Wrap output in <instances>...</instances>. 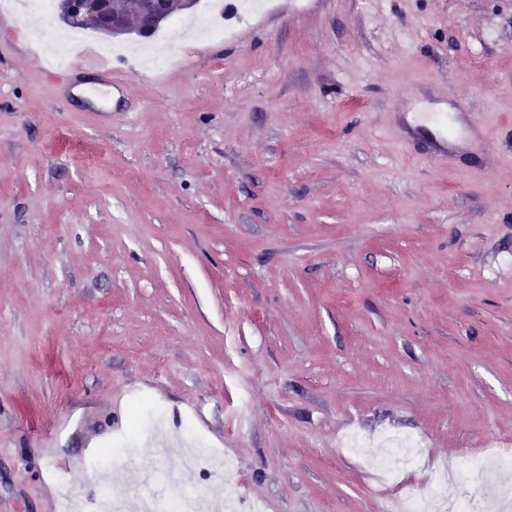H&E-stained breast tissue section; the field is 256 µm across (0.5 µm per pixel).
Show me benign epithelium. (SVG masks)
<instances>
[{
  "instance_id": "obj_1",
  "label": "benign epithelium",
  "mask_w": 512,
  "mask_h": 512,
  "mask_svg": "<svg viewBox=\"0 0 512 512\" xmlns=\"http://www.w3.org/2000/svg\"><path fill=\"white\" fill-rule=\"evenodd\" d=\"M92 6L95 7L98 15L99 30L112 36L125 35L133 31L145 36L172 17L170 0H149L147 4L141 6L142 15L134 27L113 13L112 0H97L93 5L90 4V0H62L61 4L63 17L75 24L83 23Z\"/></svg>"
}]
</instances>
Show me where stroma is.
Masks as SVG:
<instances>
[{
  "mask_svg": "<svg viewBox=\"0 0 512 512\" xmlns=\"http://www.w3.org/2000/svg\"><path fill=\"white\" fill-rule=\"evenodd\" d=\"M274 2L151 76L0 10V512L97 495L119 440L126 512L160 443L264 512H385L352 435L422 439L421 486L512 441V0ZM406 98L477 147L434 157ZM189 465L196 467L199 473L207 478L212 475H224V480H229L236 472L234 460L213 449L206 454L192 453L189 457Z\"/></svg>",
  "mask_w": 512,
  "mask_h": 512,
  "instance_id": "obj_1",
  "label": "stroma"
}]
</instances>
